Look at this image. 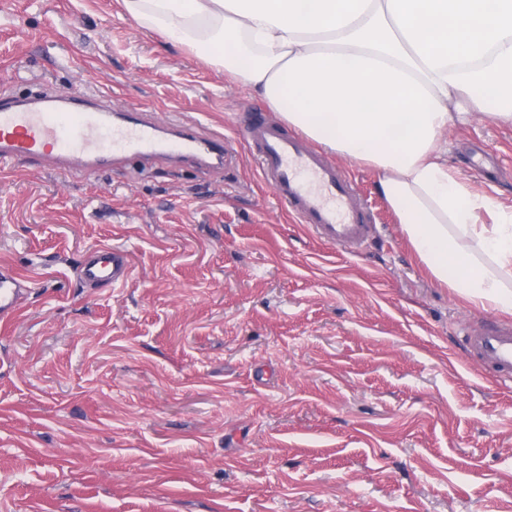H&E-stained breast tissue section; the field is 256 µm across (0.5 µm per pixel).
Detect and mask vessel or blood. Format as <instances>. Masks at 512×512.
Segmentation results:
<instances>
[{"mask_svg": "<svg viewBox=\"0 0 512 512\" xmlns=\"http://www.w3.org/2000/svg\"><path fill=\"white\" fill-rule=\"evenodd\" d=\"M162 130V123L149 112L117 118L109 105L91 107L79 95L70 97L62 109L34 96L28 103L0 108V167L35 159L59 173H99L158 153H189L202 166L223 167L222 137L202 136L185 127L166 139ZM242 135L256 153L262 180L316 239L338 248L367 242L368 206L358 200L357 188L345 170L299 134L285 132L265 113L249 114ZM132 272L129 254L118 247L98 249L92 260L78 268L79 278L90 286L122 284ZM24 282L22 275L0 265L1 325L14 319ZM465 336L466 352L479 370L512 379V325L481 321L466 327Z\"/></svg>", "mask_w": 512, "mask_h": 512, "instance_id": "vessel-or-blood-1", "label": "vessel or blood"}]
</instances>
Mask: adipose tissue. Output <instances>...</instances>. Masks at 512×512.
Returning <instances> with one entry per match:
<instances>
[{
	"instance_id": "1",
	"label": "adipose tissue",
	"mask_w": 512,
	"mask_h": 512,
	"mask_svg": "<svg viewBox=\"0 0 512 512\" xmlns=\"http://www.w3.org/2000/svg\"><path fill=\"white\" fill-rule=\"evenodd\" d=\"M271 111L378 173L438 283L512 312V209L449 170L438 144L477 114L512 121V0H124Z\"/></svg>"
}]
</instances>
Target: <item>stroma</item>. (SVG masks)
I'll use <instances>...</instances> for the list:
<instances>
[{"instance_id":"stroma-1","label":"stroma","mask_w":512,"mask_h":512,"mask_svg":"<svg viewBox=\"0 0 512 512\" xmlns=\"http://www.w3.org/2000/svg\"><path fill=\"white\" fill-rule=\"evenodd\" d=\"M49 87L224 135L222 171L157 157L0 173V512H512V383L476 375L487 318L438 284L376 190L357 253L316 240L238 130L267 105L123 0H0V103ZM442 158L512 206V123L449 126ZM118 245L128 282L86 288ZM133 268L127 251L118 247H103L96 256L78 267L79 278L87 285L102 283L124 284L132 275ZM25 277L7 265H0V324L5 327L14 319L19 299L24 293Z\"/></svg>"}]
</instances>
